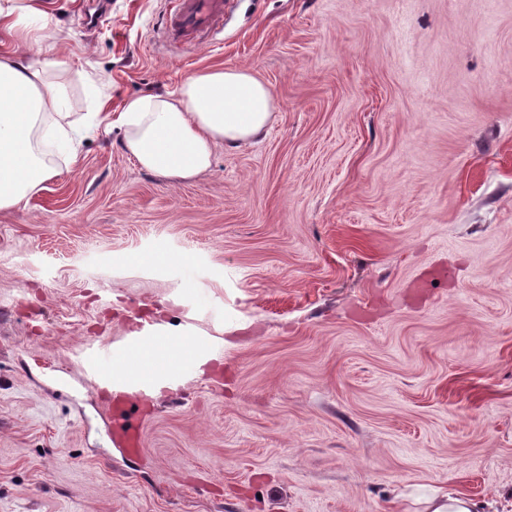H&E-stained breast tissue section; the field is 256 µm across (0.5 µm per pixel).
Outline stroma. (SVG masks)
Masks as SVG:
<instances>
[{
    "instance_id": "1",
    "label": "stroma",
    "mask_w": 512,
    "mask_h": 512,
    "mask_svg": "<svg viewBox=\"0 0 512 512\" xmlns=\"http://www.w3.org/2000/svg\"><path fill=\"white\" fill-rule=\"evenodd\" d=\"M56 0L69 111L213 67L264 134L172 183L96 132L0 211V512H512V0ZM162 252L165 262L146 263ZM193 336L112 437L87 343ZM227 0H173L166 19L173 41L202 40L224 18ZM426 512H483L482 505L462 494L444 493L426 501Z\"/></svg>"
}]
</instances>
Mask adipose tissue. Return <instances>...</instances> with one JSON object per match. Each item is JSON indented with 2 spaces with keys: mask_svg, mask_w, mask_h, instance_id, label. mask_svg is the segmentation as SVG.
Masks as SVG:
<instances>
[{
  "mask_svg": "<svg viewBox=\"0 0 512 512\" xmlns=\"http://www.w3.org/2000/svg\"><path fill=\"white\" fill-rule=\"evenodd\" d=\"M49 0H0V30L27 40L49 15ZM55 58L0 52V210L21 207L55 173L35 146L36 137L77 158L96 131L90 116L63 109L65 96ZM270 88L245 69H210L189 77L172 95L131 99L116 123L122 146L138 165L178 183L206 173L217 148L235 149L257 138L273 112ZM199 343L168 338L164 349L145 340L115 356L116 377L137 382L155 371L196 359Z\"/></svg>",
  "mask_w": 512,
  "mask_h": 512,
  "instance_id": "adipose-tissue-1",
  "label": "adipose tissue"
}]
</instances>
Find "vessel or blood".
I'll use <instances>...</instances> for the list:
<instances>
[{"instance_id": "obj_1", "label": "vessel or blood", "mask_w": 512, "mask_h": 512, "mask_svg": "<svg viewBox=\"0 0 512 512\" xmlns=\"http://www.w3.org/2000/svg\"><path fill=\"white\" fill-rule=\"evenodd\" d=\"M225 2L226 0H172V7L166 20L171 39L187 42L205 38L223 19ZM85 381L93 387L102 389L111 398L107 412L115 427V443L127 454H140V428L126 422L122 401L126 398H147L151 390L150 383L142 382L133 386L112 379L111 376L100 375L93 370L88 372Z\"/></svg>"}]
</instances>
